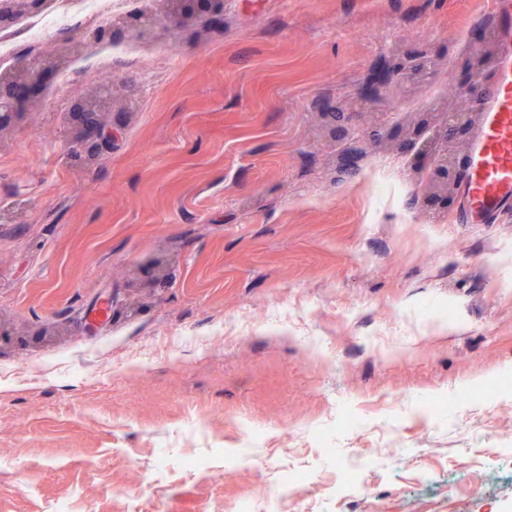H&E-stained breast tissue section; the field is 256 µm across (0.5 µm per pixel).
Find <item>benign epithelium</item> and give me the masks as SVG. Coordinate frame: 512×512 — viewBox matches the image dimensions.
I'll list each match as a JSON object with an SVG mask.
<instances>
[{
	"instance_id": "1",
	"label": "benign epithelium",
	"mask_w": 512,
	"mask_h": 512,
	"mask_svg": "<svg viewBox=\"0 0 512 512\" xmlns=\"http://www.w3.org/2000/svg\"><path fill=\"white\" fill-rule=\"evenodd\" d=\"M31 8V0H12V5L0 3V30L10 27L21 11ZM191 14L200 17L212 25L224 21L223 0H178L169 13V21L179 24L183 15ZM112 36V26L101 27L86 37L61 44L49 57L22 56L15 60L11 68L0 73V130L14 124L17 109L39 98L51 79L73 57L89 49L92 44ZM500 35L492 30L490 35L479 33L474 41L476 48L488 44L492 48L489 60L478 58L472 69L478 73H489L496 69L500 54ZM467 97V105L463 110H452L439 120L441 128L435 135L446 138V152L427 158L423 153H416L414 163L425 161L420 172L425 177L429 197L437 202L442 209H451L455 205V197H447L446 192L465 177L466 145L480 115L475 108L478 95L473 87L462 89ZM112 111L111 92L102 88L95 94L74 101L69 113L72 124L81 133L87 154L101 152L107 144V134L98 122V116Z\"/></svg>"
}]
</instances>
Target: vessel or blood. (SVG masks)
<instances>
[{"label": "vessel or blood", "mask_w": 512, "mask_h": 512, "mask_svg": "<svg viewBox=\"0 0 512 512\" xmlns=\"http://www.w3.org/2000/svg\"><path fill=\"white\" fill-rule=\"evenodd\" d=\"M481 126L473 140L464 190L468 221H482L512 200V53L504 54L480 101Z\"/></svg>", "instance_id": "1"}]
</instances>
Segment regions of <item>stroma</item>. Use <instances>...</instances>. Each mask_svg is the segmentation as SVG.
Instances as JSON below:
<instances>
[{
    "label": "stroma",
    "mask_w": 512,
    "mask_h": 512,
    "mask_svg": "<svg viewBox=\"0 0 512 512\" xmlns=\"http://www.w3.org/2000/svg\"><path fill=\"white\" fill-rule=\"evenodd\" d=\"M491 14L224 0L115 28L108 78L0 130V512H512V214L461 223L408 166ZM35 19L18 54L87 30ZM393 39L442 74L389 80ZM104 85L89 157L64 110ZM185 14L200 17L211 25H219L224 21V2L222 0H178L168 18L171 23L177 25ZM77 22L76 18L67 12L46 15L29 28L27 40L30 44H38L45 32L50 30L63 31L72 29L77 25Z\"/></svg>",
    "instance_id": "stroma-1"
}]
</instances>
